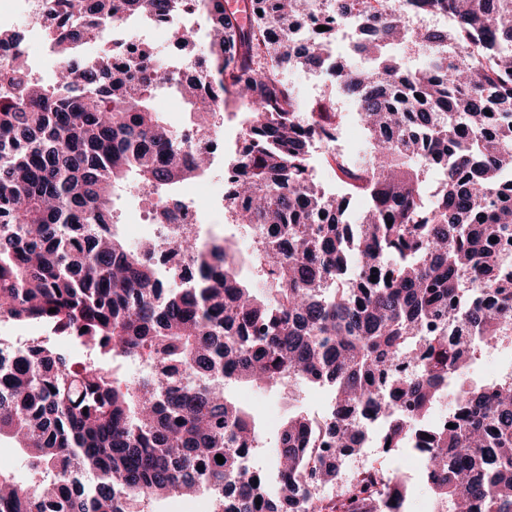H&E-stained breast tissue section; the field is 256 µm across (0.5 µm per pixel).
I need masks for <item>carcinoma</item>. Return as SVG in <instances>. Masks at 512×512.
I'll list each match as a JSON object with an SVG mask.
<instances>
[{
  "label": "carcinoma",
  "mask_w": 512,
  "mask_h": 512,
  "mask_svg": "<svg viewBox=\"0 0 512 512\" xmlns=\"http://www.w3.org/2000/svg\"><path fill=\"white\" fill-rule=\"evenodd\" d=\"M242 3L53 0L56 80L33 79L20 52L0 67V321L51 332L0 338V437L29 474L21 485L0 472V512H149L199 493L213 512L408 499L413 485L377 474L339 500L318 493L337 480L338 456L371 442L389 456L418 444L447 512H512V374L455 384L512 338V0ZM193 8L207 25L198 70L141 61L127 86L105 58L84 56L125 16ZM407 10L453 21L409 28ZM346 26L363 67L332 56ZM296 67L335 73L363 121L367 157L336 162L362 198L352 222L350 200L308 174L313 130L299 113H317L324 133L337 112L329 98L300 102L284 77ZM166 90L212 118L247 113L225 208L257 236L244 255L232 236L173 233L198 274L164 284L155 245L118 235L115 202L133 182L175 208L180 184L209 168L153 109ZM431 169L442 185L432 196ZM301 383L332 392L327 452L312 447L308 413L289 415L275 490L256 462L257 422L228 388ZM449 386L454 427H437Z\"/></svg>",
  "instance_id": "carcinoma-1"
}]
</instances>
